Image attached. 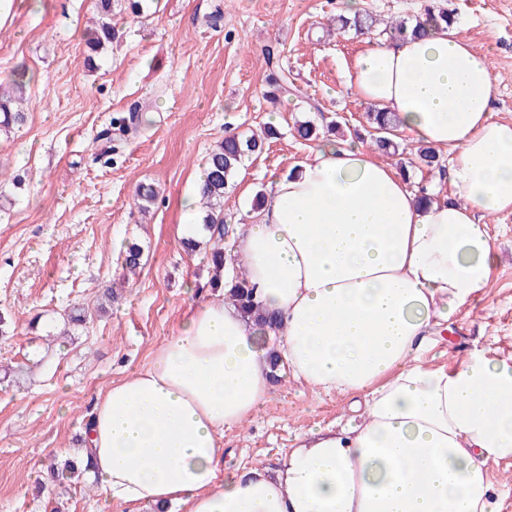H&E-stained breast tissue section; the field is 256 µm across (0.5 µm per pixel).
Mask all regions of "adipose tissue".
Returning a JSON list of instances; mask_svg holds the SVG:
<instances>
[{"label":"adipose tissue","instance_id":"adipose-tissue-1","mask_svg":"<svg viewBox=\"0 0 512 512\" xmlns=\"http://www.w3.org/2000/svg\"><path fill=\"white\" fill-rule=\"evenodd\" d=\"M346 84L449 152L463 202L422 203L359 142L321 141L236 229L276 325L222 296L195 300L148 366L94 404L81 460L102 512H499L488 466L512 458V357H422L433 329L489 286L481 217L512 210V120L487 58L452 27L359 52ZM315 393L362 399L360 420L300 437L278 469L224 474V433L271 399L268 355Z\"/></svg>","mask_w":512,"mask_h":512}]
</instances>
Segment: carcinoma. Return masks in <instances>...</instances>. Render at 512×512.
<instances>
[{"instance_id": "cac0c4a2", "label": "carcinoma", "mask_w": 512, "mask_h": 512, "mask_svg": "<svg viewBox=\"0 0 512 512\" xmlns=\"http://www.w3.org/2000/svg\"><path fill=\"white\" fill-rule=\"evenodd\" d=\"M121 0H98L97 19L93 25L85 30L84 41L87 48L94 54L100 53L112 43L116 37V29L112 27V16ZM336 29L342 31L352 30L363 34L372 30L377 19L367 13L357 11L348 16L339 14L333 18ZM454 24V16L448 9L426 4L423 14L412 21L402 20L385 25L381 30L384 40L389 42L404 41L410 37L424 36L429 27H450ZM265 62L268 68L266 76V97L276 102L287 95L304 98V93L290 81L288 73L281 69L279 63L274 61V50L269 48L265 52ZM26 70L17 69L10 75V81L16 89L7 91L0 85V128L20 126L26 121L23 110V86H25ZM399 122L392 112H387L376 106L366 112V135L354 131L355 138L369 145L372 149L386 156L400 154L401 142L398 132ZM296 135L304 141L314 142L320 139V129L313 122L298 121L295 127ZM278 131L268 126L263 132L241 133L224 132V139L212 150L205 161V180L201 191L206 214L203 223L216 228L217 241L209 244V263L215 272H220L229 257L224 248V195L233 187V179L246 158L262 152L267 141L275 139ZM412 164L419 169L427 170L431 179H444L447 174L445 167L440 164L437 152L430 146L421 144L416 148L415 160ZM157 196L156 189L150 184H141L136 190V202L139 211L148 210L154 204ZM143 258V249L136 243L126 246L123 263L125 268L134 271L140 267ZM212 288L220 290L223 295L235 302L238 309L257 325H271L275 318L260 309L254 300L253 286L238 273L232 278L221 281L211 279Z\"/></svg>"}]
</instances>
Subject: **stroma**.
<instances>
[{
	"label": "stroma",
	"mask_w": 512,
	"mask_h": 512,
	"mask_svg": "<svg viewBox=\"0 0 512 512\" xmlns=\"http://www.w3.org/2000/svg\"><path fill=\"white\" fill-rule=\"evenodd\" d=\"M96 0H13L0 24V78L28 70L26 124L0 135V512H96L82 480L33 489L50 457L77 454L87 414L114 381L146 367L212 272L180 245V201L225 129L274 123L279 139L249 160L224 197L229 224L251 220L270 173L309 157L295 121L365 124L344 66L366 39L329 20L343 0H159L155 12L117 17L120 36L88 58L82 32ZM486 55L498 84L495 118L512 119V0H437ZM280 63L305 102L264 96L262 52ZM153 185L148 213L133 203ZM498 254L486 292L466 305L426 355L452 366L473 347L512 356V212L486 221ZM144 265L125 274L120 245ZM347 402L281 375L266 411L224 435V469L277 468L298 437L335 428Z\"/></svg>",
	"instance_id": "35a3bbf8"
}]
</instances>
